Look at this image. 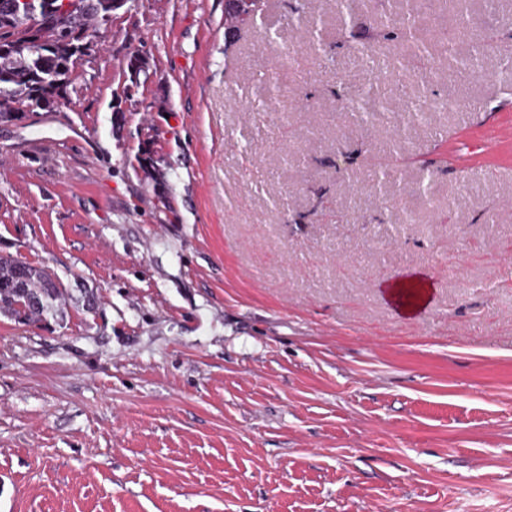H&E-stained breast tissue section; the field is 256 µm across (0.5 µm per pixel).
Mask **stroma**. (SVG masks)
<instances>
[{
    "instance_id": "obj_1",
    "label": "stroma",
    "mask_w": 512,
    "mask_h": 512,
    "mask_svg": "<svg viewBox=\"0 0 512 512\" xmlns=\"http://www.w3.org/2000/svg\"><path fill=\"white\" fill-rule=\"evenodd\" d=\"M407 2L136 0L0 121V255L70 295L0 314V512H512V0L420 10L423 54ZM389 299L394 301L405 314H411L424 307L431 295V285L418 276L403 277L384 283Z\"/></svg>"
}]
</instances>
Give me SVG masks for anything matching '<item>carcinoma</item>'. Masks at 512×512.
<instances>
[{
	"instance_id": "1",
	"label": "carcinoma",
	"mask_w": 512,
	"mask_h": 512,
	"mask_svg": "<svg viewBox=\"0 0 512 512\" xmlns=\"http://www.w3.org/2000/svg\"><path fill=\"white\" fill-rule=\"evenodd\" d=\"M31 8H0V120H21L37 109L51 111L67 93L85 52L83 45L112 19L114 0H79L78 14L50 11L55 0H30ZM41 17L45 40L35 43L34 21ZM349 47L367 55L372 41L355 22L347 29ZM65 291L45 269L0 256V312L27 322H41L59 312Z\"/></svg>"
}]
</instances>
